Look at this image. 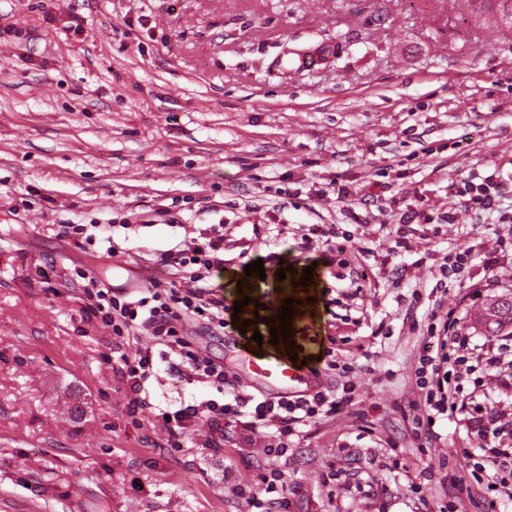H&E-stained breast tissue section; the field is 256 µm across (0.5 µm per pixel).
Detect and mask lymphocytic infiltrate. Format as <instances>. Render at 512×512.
<instances>
[{"instance_id":"lymphocytic-infiltrate-1","label":"lymphocytic infiltrate","mask_w":512,"mask_h":512,"mask_svg":"<svg viewBox=\"0 0 512 512\" xmlns=\"http://www.w3.org/2000/svg\"><path fill=\"white\" fill-rule=\"evenodd\" d=\"M164 261L187 273V280L154 279L149 287L122 296L98 283L85 291L91 314L111 330L112 348L122 354L120 372L132 395L130 412L147 406L145 384L158 353L177 366L182 379L208 384L216 392L215 398L179 408L164 420V428L175 441L192 432L201 420L208 424L204 439L208 448L220 447L230 428L254 432L272 427L285 436L337 414L352 402L354 389L350 386L340 396L318 390L275 400L242 392L223 364L194 347L187 330L191 320L203 316L222 327L234 313L222 295L202 285L224 268L223 225H210L200 237L168 253ZM459 323L457 310L451 308L427 325L415 369L419 400L413 405V430L429 440L436 436L433 426L437 417L458 418L467 436L478 442L480 454L472 456L466 448L456 451V459L470 466L471 479L453 482V489L461 496L481 490L491 503L502 497L512 500V415L490 406L478 390L464 391L459 382L461 366L474 358L494 378L499 395L512 399V364L504 361L506 352L512 351V333L504 343L476 353ZM137 329L149 333L150 345L123 354L131 331Z\"/></svg>"}]
</instances>
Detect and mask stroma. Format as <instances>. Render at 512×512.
<instances>
[{
    "label": "stroma",
    "instance_id": "stroma-1",
    "mask_svg": "<svg viewBox=\"0 0 512 512\" xmlns=\"http://www.w3.org/2000/svg\"><path fill=\"white\" fill-rule=\"evenodd\" d=\"M317 52L315 68L286 65ZM488 181L505 188L493 209L453 195ZM68 224L111 228L120 254ZM212 224L225 302L240 281L303 299L313 266L319 316L292 315L289 331L314 338L321 386L355 385L284 457L270 429L173 446L160 410L214 391L160 359L150 408L130 413L88 309V277L126 293V267L166 277V251ZM312 224L333 233L308 250ZM461 249L496 257L475 300L481 266L442 273ZM259 259L264 275H246ZM344 264L366 279H339ZM507 294L512 27L464 0H0V512H262L266 494L241 492L275 469L290 512H443L448 454L468 440L444 416L437 440L415 439L418 346L429 314L459 303L482 345L478 319ZM196 341L257 388L227 336Z\"/></svg>",
    "mask_w": 512,
    "mask_h": 512
}]
</instances>
